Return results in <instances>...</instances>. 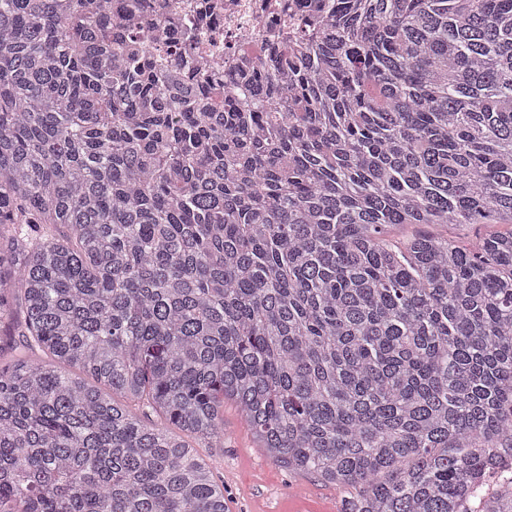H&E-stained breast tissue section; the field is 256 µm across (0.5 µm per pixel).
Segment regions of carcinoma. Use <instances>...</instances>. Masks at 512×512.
<instances>
[{"mask_svg": "<svg viewBox=\"0 0 512 512\" xmlns=\"http://www.w3.org/2000/svg\"><path fill=\"white\" fill-rule=\"evenodd\" d=\"M112 2L0 0V509L227 512L231 399L342 512H512V231L389 235L512 226V0H329L229 84ZM435 230L442 234L448 233V240L458 245H468L494 233L505 232L508 228L502 224H469L463 228L437 227Z\"/></svg>", "mask_w": 512, "mask_h": 512, "instance_id": "cac0c4a2", "label": "carcinoma"}]
</instances>
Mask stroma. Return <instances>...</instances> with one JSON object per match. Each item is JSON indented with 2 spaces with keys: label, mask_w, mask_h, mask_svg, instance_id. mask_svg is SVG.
<instances>
[{
  "label": "stroma",
  "mask_w": 512,
  "mask_h": 512,
  "mask_svg": "<svg viewBox=\"0 0 512 512\" xmlns=\"http://www.w3.org/2000/svg\"><path fill=\"white\" fill-rule=\"evenodd\" d=\"M200 456L224 486L229 512H340L345 491L312 476L288 474L262 448L232 402L224 404V440Z\"/></svg>",
  "instance_id": "1"
}]
</instances>
